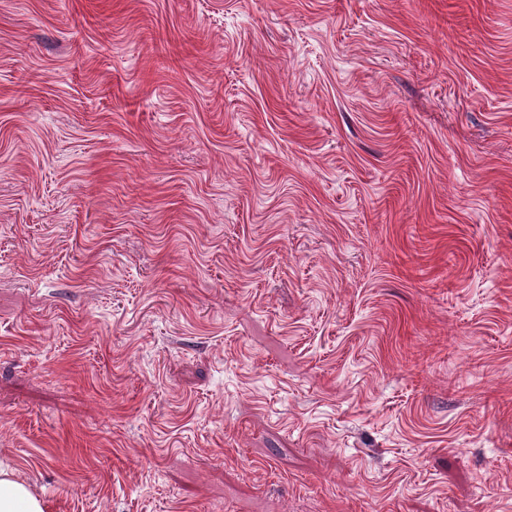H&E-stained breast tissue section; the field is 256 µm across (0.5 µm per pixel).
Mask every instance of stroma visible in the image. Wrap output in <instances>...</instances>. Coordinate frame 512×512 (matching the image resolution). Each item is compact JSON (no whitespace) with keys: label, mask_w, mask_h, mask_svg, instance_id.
<instances>
[{"label":"stroma","mask_w":512,"mask_h":512,"mask_svg":"<svg viewBox=\"0 0 512 512\" xmlns=\"http://www.w3.org/2000/svg\"><path fill=\"white\" fill-rule=\"evenodd\" d=\"M0 458L512 512V0H0Z\"/></svg>","instance_id":"35a3bbf8"}]
</instances>
